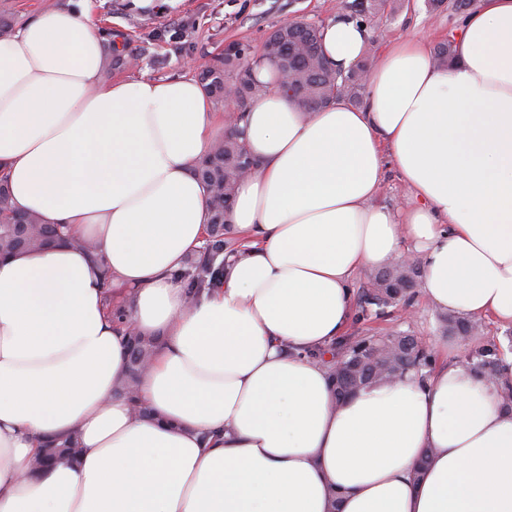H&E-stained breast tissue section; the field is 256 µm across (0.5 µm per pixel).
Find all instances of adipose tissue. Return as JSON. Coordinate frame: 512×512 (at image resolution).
Returning <instances> with one entry per match:
<instances>
[{"instance_id": "1", "label": "adipose tissue", "mask_w": 512, "mask_h": 512, "mask_svg": "<svg viewBox=\"0 0 512 512\" xmlns=\"http://www.w3.org/2000/svg\"><path fill=\"white\" fill-rule=\"evenodd\" d=\"M367 38L329 20L324 54L348 70ZM103 72L82 5L0 38V173L16 209L72 237L0 256V512H512L494 385L454 362L338 406L311 357L352 322L355 275L410 250L434 307L512 324V0H478L448 64L390 44L360 107L299 111L259 61L243 244L194 298L178 277L205 244L192 166L231 127L195 79ZM390 168L410 197L395 210L374 202ZM112 302L160 339L133 402L114 392ZM72 433L76 463L33 470Z\"/></svg>"}]
</instances>
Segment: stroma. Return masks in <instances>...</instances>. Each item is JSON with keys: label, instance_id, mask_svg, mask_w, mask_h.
Segmentation results:
<instances>
[{"label": "stroma", "instance_id": "1", "mask_svg": "<svg viewBox=\"0 0 512 512\" xmlns=\"http://www.w3.org/2000/svg\"><path fill=\"white\" fill-rule=\"evenodd\" d=\"M348 0H154L136 9L132 0H90L105 39L104 75L133 80L141 76L175 78L191 75L224 57L229 49L261 53L266 37L290 19L326 22L346 12ZM458 15L431 10L427 0H402L401 8L377 16L368 26L371 58L393 41L422 38L430 46L447 39ZM182 37L173 38L174 28ZM408 329L428 347L445 342L440 312L416 295Z\"/></svg>", "mask_w": 512, "mask_h": 512}]
</instances>
